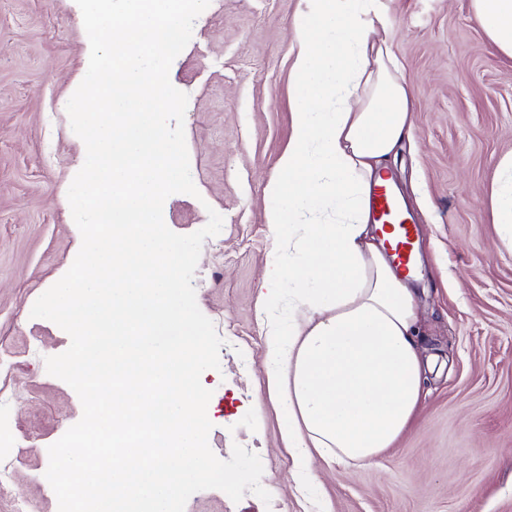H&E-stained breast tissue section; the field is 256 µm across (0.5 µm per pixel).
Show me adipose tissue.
<instances>
[{"label":"adipose tissue","instance_id":"1","mask_svg":"<svg viewBox=\"0 0 512 512\" xmlns=\"http://www.w3.org/2000/svg\"><path fill=\"white\" fill-rule=\"evenodd\" d=\"M291 47L292 137L269 181L265 221L289 224L259 299L269 386L297 475L312 455L352 463L392 448L422 398L418 297L383 251L370 191L412 130L411 93L381 0H307ZM496 51L512 58V0H470ZM492 222L512 246V154L490 185Z\"/></svg>","mask_w":512,"mask_h":512}]
</instances>
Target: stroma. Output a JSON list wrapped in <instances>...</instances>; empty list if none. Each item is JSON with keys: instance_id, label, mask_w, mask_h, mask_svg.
<instances>
[{"instance_id": "1", "label": "stroma", "mask_w": 512, "mask_h": 512, "mask_svg": "<svg viewBox=\"0 0 512 512\" xmlns=\"http://www.w3.org/2000/svg\"><path fill=\"white\" fill-rule=\"evenodd\" d=\"M413 101L409 140L384 176L416 224L421 353L432 362L420 407L393 448L369 464L314 457L311 491L294 480L280 439L284 408L263 364L258 299L275 253L265 187L293 133L290 48L305 0H211L169 78L187 94L184 129L197 195L164 205L166 225L205 240L193 285L223 339L208 442L220 459L240 444L261 459L263 502L193 494L185 512H512V252L491 221L488 187L512 153V60L501 58L469 0H384ZM87 38L75 0H0V463L11 483L0 512H58L48 448L82 416L76 392L45 359L69 335L30 312L72 265L77 234L65 193L83 153L60 111Z\"/></svg>"}]
</instances>
